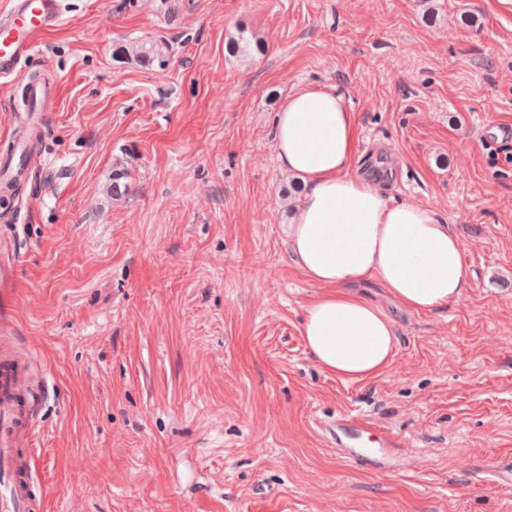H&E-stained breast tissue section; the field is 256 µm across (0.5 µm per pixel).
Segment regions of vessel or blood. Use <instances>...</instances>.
<instances>
[{
  "label": "vessel or blood",
  "mask_w": 512,
  "mask_h": 512,
  "mask_svg": "<svg viewBox=\"0 0 512 512\" xmlns=\"http://www.w3.org/2000/svg\"><path fill=\"white\" fill-rule=\"evenodd\" d=\"M63 0H11L0 17V77L15 73L61 24ZM34 438L30 382L18 355H0V512H33L28 452Z\"/></svg>",
  "instance_id": "b4317fda"
}]
</instances>
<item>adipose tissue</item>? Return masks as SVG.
<instances>
[{
    "mask_svg": "<svg viewBox=\"0 0 512 512\" xmlns=\"http://www.w3.org/2000/svg\"><path fill=\"white\" fill-rule=\"evenodd\" d=\"M356 118L328 87H304L275 114L281 170L303 194L288 226L296 266L324 293L306 307L302 335L313 360L362 382L392 363L394 323L357 288L375 282L404 309L434 312L470 286L462 243L431 209L392 203L353 165Z\"/></svg>",
    "mask_w": 512,
    "mask_h": 512,
    "instance_id": "adipose-tissue-1",
    "label": "adipose tissue"
}]
</instances>
